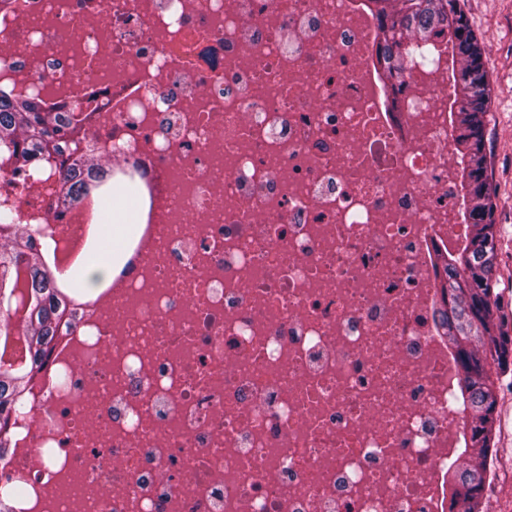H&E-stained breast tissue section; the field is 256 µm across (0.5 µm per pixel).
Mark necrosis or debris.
I'll return each mask as SVG.
<instances>
[{"label":"necrosis or debris","instance_id":"necrosis-or-debris-1","mask_svg":"<svg viewBox=\"0 0 512 512\" xmlns=\"http://www.w3.org/2000/svg\"><path fill=\"white\" fill-rule=\"evenodd\" d=\"M378 42L352 0H0V83L91 113L141 248L9 423L0 512H444L451 71L389 111ZM56 183L2 170L0 206L72 241Z\"/></svg>","mask_w":512,"mask_h":512}]
</instances>
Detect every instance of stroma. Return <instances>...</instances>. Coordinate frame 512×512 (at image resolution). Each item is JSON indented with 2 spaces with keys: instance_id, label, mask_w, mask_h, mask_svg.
<instances>
[{
  "instance_id": "obj_1",
  "label": "stroma",
  "mask_w": 512,
  "mask_h": 512,
  "mask_svg": "<svg viewBox=\"0 0 512 512\" xmlns=\"http://www.w3.org/2000/svg\"><path fill=\"white\" fill-rule=\"evenodd\" d=\"M470 26L484 47L490 84L487 163L495 190L496 274L500 314L512 333V0H465ZM492 477L481 512H512V373L499 392Z\"/></svg>"
}]
</instances>
